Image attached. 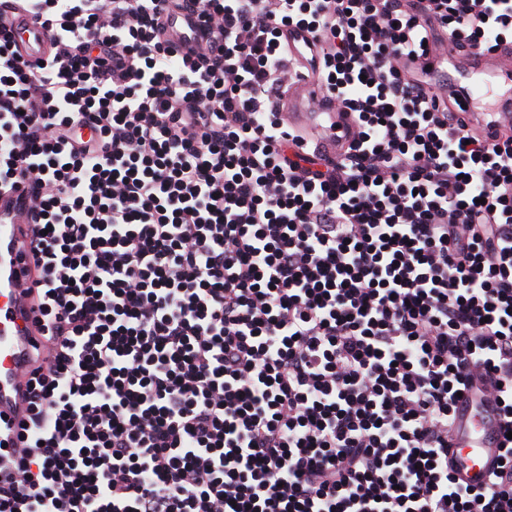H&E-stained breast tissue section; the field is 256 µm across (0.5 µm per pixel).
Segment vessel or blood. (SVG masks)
<instances>
[{"mask_svg": "<svg viewBox=\"0 0 512 512\" xmlns=\"http://www.w3.org/2000/svg\"><path fill=\"white\" fill-rule=\"evenodd\" d=\"M169 28L176 31L179 41L175 50L184 44H195L199 28L195 17L179 14L172 17ZM48 40L38 26H31L23 35L25 58L37 61L44 56ZM451 38H444L440 52L426 56V63L437 68L444 79L443 93L473 101L485 91L484 86L469 81L472 71H480L491 82L512 81V56L498 52L474 54L467 59L453 58ZM282 107L292 125H300L313 110L332 116L337 108L331 104L321 86L303 78L297 90L289 94ZM491 128L498 133L512 131V88L493 114ZM28 206V194L18 190L0 195V413L21 420L27 415L26 382L34 366V345L44 339L35 321L37 292L35 283L39 270L30 247L26 224L18 218ZM506 426L505 419L492 408L464 396L457 404L456 424L449 453L457 477L474 485L484 483L498 454V446Z\"/></svg>", "mask_w": 512, "mask_h": 512, "instance_id": "vessel-or-blood-1", "label": "vessel or blood"}]
</instances>
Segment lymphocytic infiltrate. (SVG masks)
<instances>
[{"mask_svg":"<svg viewBox=\"0 0 512 512\" xmlns=\"http://www.w3.org/2000/svg\"><path fill=\"white\" fill-rule=\"evenodd\" d=\"M5 2L50 45L0 22L50 352L0 419V512H512V439L483 487L448 464L459 394L512 420V135L418 65L512 41V0ZM290 29L335 158L278 106ZM168 27L175 30L178 35L173 45L175 54H178L185 46L195 44L198 40L200 31L196 18L193 16L177 14L170 19ZM181 39H183L184 43L180 42ZM30 30L23 34V42L20 41L24 56L30 61H37L44 58V48L48 43L44 32L36 25L28 23Z\"/></svg>","mask_w":512,"mask_h":512,"instance_id":"f902f5d3","label":"lymphocytic infiltrate"}]
</instances>
